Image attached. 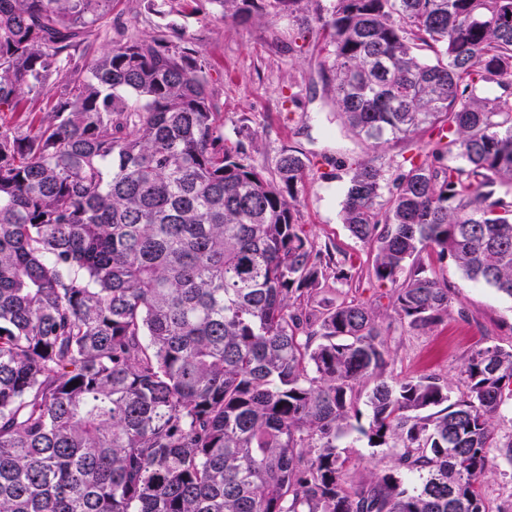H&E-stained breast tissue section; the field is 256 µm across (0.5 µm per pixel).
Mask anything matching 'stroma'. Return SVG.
<instances>
[{"label":"stroma","instance_id":"1","mask_svg":"<svg viewBox=\"0 0 512 512\" xmlns=\"http://www.w3.org/2000/svg\"><path fill=\"white\" fill-rule=\"evenodd\" d=\"M113 18L130 23L131 34L139 39L153 35L157 27L174 26L175 37L202 50L224 111V138L242 143L249 162L263 175H274L281 151L288 148L311 160L296 219L316 245H329L334 258L352 261L349 280L326 278L320 299L328 304L364 302L379 314L389 313L390 285L370 277L368 248L342 222L346 181L322 178L321 162L354 157L381 167L390 179L418 151L396 139L374 148L351 133L329 98L326 33L320 24L301 13L239 23L224 17L210 0H201L195 11L164 15L150 9L148 0H119ZM434 269L448 282L453 311L423 333L391 331L385 375L393 380L440 377L456 400L466 391L461 369L473 349L485 344L512 347V298L465 279L452 261L435 263ZM461 309L466 312L462 318L457 315ZM369 420L368 407L360 406L357 420L340 441L349 462L347 482L354 487L395 468L387 449L369 447L363 434Z\"/></svg>","mask_w":512,"mask_h":512}]
</instances>
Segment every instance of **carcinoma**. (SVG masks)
I'll return each mask as SVG.
<instances>
[{"mask_svg": "<svg viewBox=\"0 0 512 512\" xmlns=\"http://www.w3.org/2000/svg\"><path fill=\"white\" fill-rule=\"evenodd\" d=\"M114 2L0 0V112L57 88L0 125V512H489L512 349H474L452 401L435 376L388 382L384 337L448 315L433 255L512 298V0L314 8L352 133L436 134L390 181L339 165L384 318L310 310L332 255L296 222L305 155L264 177L224 141L204 54L112 36ZM362 395L397 473L353 490L338 448ZM56 92L55 85H48L44 91V95L35 102H27L19 112H0V123L5 125H11L16 122H20L28 117L31 120L32 117L41 116V112L46 109L47 103L51 100ZM32 112V113H29Z\"/></svg>", "mask_w": 512, "mask_h": 512, "instance_id": "cac0c4a2", "label": "carcinoma"}]
</instances>
